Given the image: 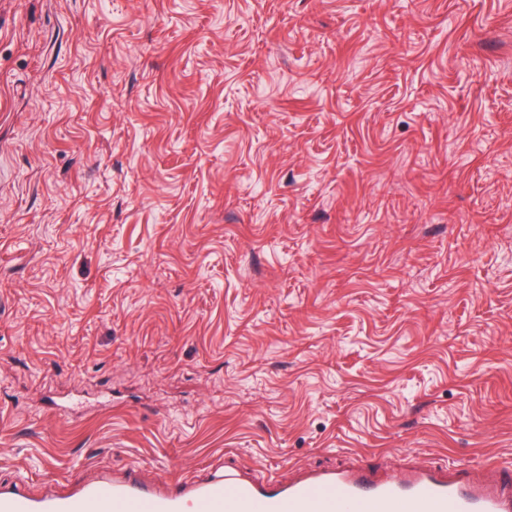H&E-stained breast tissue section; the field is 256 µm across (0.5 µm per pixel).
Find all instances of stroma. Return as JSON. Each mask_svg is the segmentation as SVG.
Returning a JSON list of instances; mask_svg holds the SVG:
<instances>
[{
    "label": "stroma",
    "mask_w": 512,
    "mask_h": 512,
    "mask_svg": "<svg viewBox=\"0 0 512 512\" xmlns=\"http://www.w3.org/2000/svg\"><path fill=\"white\" fill-rule=\"evenodd\" d=\"M512 463V0H0V485Z\"/></svg>",
    "instance_id": "stroma-1"
}]
</instances>
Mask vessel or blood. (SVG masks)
<instances>
[{
	"label": "vessel or blood",
	"mask_w": 512,
	"mask_h": 512,
	"mask_svg": "<svg viewBox=\"0 0 512 512\" xmlns=\"http://www.w3.org/2000/svg\"><path fill=\"white\" fill-rule=\"evenodd\" d=\"M0 512H512V467L475 479L466 468L415 465L381 477L352 464L311 470L288 484L236 470L148 484L131 470L45 496L21 484L0 487Z\"/></svg>",
	"instance_id": "obj_1"
}]
</instances>
